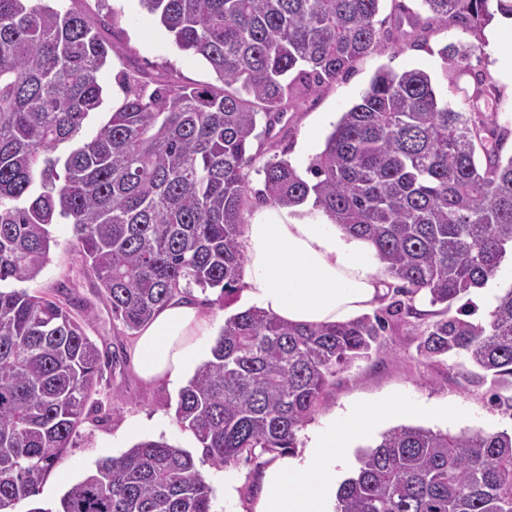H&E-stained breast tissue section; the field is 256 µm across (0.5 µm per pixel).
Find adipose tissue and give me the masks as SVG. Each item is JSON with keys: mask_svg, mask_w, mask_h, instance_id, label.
Returning a JSON list of instances; mask_svg holds the SVG:
<instances>
[{"mask_svg": "<svg viewBox=\"0 0 512 512\" xmlns=\"http://www.w3.org/2000/svg\"><path fill=\"white\" fill-rule=\"evenodd\" d=\"M244 240V299L268 316L302 325L346 322L378 300L385 272L373 245L337 225L269 207L245 224ZM213 332L193 300H174L140 330L135 374L150 384L177 381L202 358V343ZM411 414L454 421L460 411L395 398L351 407L339 424L312 431L302 453L284 455L264 471L253 512H334L336 479L351 442L387 419Z\"/></svg>", "mask_w": 512, "mask_h": 512, "instance_id": "1", "label": "adipose tissue"}]
</instances>
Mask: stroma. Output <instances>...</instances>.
Returning <instances> with one entry per match:
<instances>
[{
    "mask_svg": "<svg viewBox=\"0 0 512 512\" xmlns=\"http://www.w3.org/2000/svg\"><path fill=\"white\" fill-rule=\"evenodd\" d=\"M62 5L85 14L112 45V63L100 73L104 103L85 122L82 138H91L122 98V76L138 79L151 89L167 84L215 83L216 77L207 64L180 50L158 20L141 8L139 0H62ZM421 11L420 0H383L378 23L388 30L402 29V37L358 60L346 76L323 84L311 95L290 104L281 122L270 132L260 134L251 149V190L262 189L263 167L276 154L284 155L302 178H309L312 157L321 152L326 136L343 112L360 101L373 76L382 68L427 72L438 93L454 108L463 107L472 85V73H482L493 89L499 124L512 129V74L499 65L500 58L512 55V41L503 40L495 47L483 43L471 58L467 74L451 81L445 77L447 63L441 50L451 43L472 41L473 36L458 27L436 26L431 28L426 41L414 44L408 35V18ZM51 231L55 243L50 260L37 278L29 282V290L48 293L62 284L72 288L74 295L86 301L95 315L88 328L89 336L100 349L118 352L121 363L105 371L100 385V397L109 409L108 418L93 415L86 420L38 494L19 502L15 512H31L35 507L55 512L63 494L94 470L98 460L121 455L144 440H163L193 456L213 491L212 512H247L262 491L260 475L274 461V454L259 452L251 459L242 458L221 468L211 465L198 440L175 417L179 386L149 385L134 373V336L123 332L121 325L113 321L111 309L99 297L92 278L72 271L67 254L73 238L71 225L56 224ZM416 345L412 328L399 325L389 332L379 353L339 373L328 388L322 407L306 429L298 432L297 445L305 444L309 430L338 423L349 407L389 398L423 404L446 402L461 411L460 418L448 424L413 415L405 417L408 425L435 431H512V408L498 404L490 382L468 380L470 364L461 365L454 359L426 362L417 356ZM228 482L236 486V501L224 499V485Z\"/></svg>",
    "mask_w": 512,
    "mask_h": 512,
    "instance_id": "stroma-1",
    "label": "stroma"
}]
</instances>
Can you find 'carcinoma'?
Segmentation results:
<instances>
[{
  "label": "carcinoma",
  "instance_id": "1",
  "mask_svg": "<svg viewBox=\"0 0 512 512\" xmlns=\"http://www.w3.org/2000/svg\"><path fill=\"white\" fill-rule=\"evenodd\" d=\"M141 2L222 86L150 90L129 79L84 140L112 46L53 0H0V512L35 496L90 412H103L89 400L119 362L87 335L89 307L67 285L16 287L49 261L51 226H73L71 264L130 334L193 285L232 294L260 119L272 128L290 102L394 38L377 27L381 0ZM421 2L422 38L437 24L480 40L494 13L512 18V0ZM476 49L451 43L441 54L455 65ZM508 135L492 115L449 107L424 71L380 69L310 163L314 183L285 159L266 163L260 202L292 209L313 198L375 246L387 293L405 300L325 325L256 309L225 318L175 408L212 465L295 447L338 372L381 350L403 318L424 316L419 295L443 309L414 326L417 355L463 357L512 391V285L481 319L471 298L512 255ZM358 463L336 512H512V433L400 425ZM56 512H211V488L189 453L148 440L99 461Z\"/></svg>",
  "mask_w": 512,
  "mask_h": 512
}]
</instances>
